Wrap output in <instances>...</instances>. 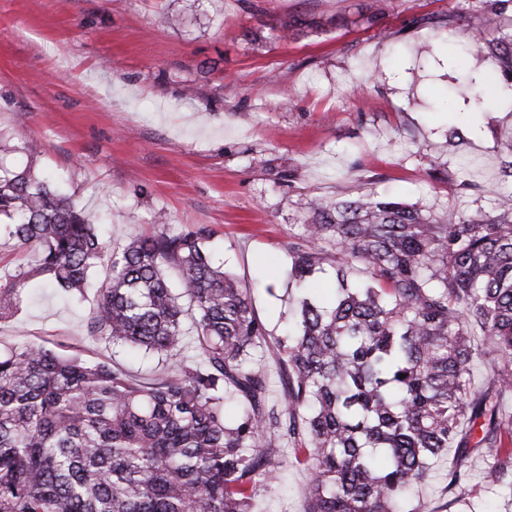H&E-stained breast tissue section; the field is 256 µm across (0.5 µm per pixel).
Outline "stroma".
Returning <instances> with one entry per match:
<instances>
[{
    "label": "stroma",
    "instance_id": "obj_1",
    "mask_svg": "<svg viewBox=\"0 0 512 512\" xmlns=\"http://www.w3.org/2000/svg\"><path fill=\"white\" fill-rule=\"evenodd\" d=\"M512 0H0V141L117 242L206 226L215 263L249 288L272 333L296 313L288 243L304 197L389 196L439 214L492 210L512 90L473 111L469 79L498 78L470 46L482 10ZM319 22L282 39L289 19ZM94 296L50 294L0 322V350L68 336L149 378L157 359L87 332ZM438 459L413 498L444 512ZM308 473H283L257 512H303Z\"/></svg>",
    "mask_w": 512,
    "mask_h": 512
}]
</instances>
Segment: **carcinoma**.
Returning <instances> with one entry per match:
<instances>
[{"instance_id":"carcinoma-1","label":"carcinoma","mask_w":512,"mask_h":512,"mask_svg":"<svg viewBox=\"0 0 512 512\" xmlns=\"http://www.w3.org/2000/svg\"><path fill=\"white\" fill-rule=\"evenodd\" d=\"M473 46L512 88L500 14ZM304 208L310 223L288 243L297 317L275 336L212 262L207 227L174 232L159 211L153 234L116 250L32 166L0 163V233L33 254L0 280V321L33 280L74 300L93 288L89 334L158 357L144 382L61 339L0 353V512H255L287 445L309 472L304 512H416L413 491L451 447L446 512L483 448V482L512 504V193L468 215L375 195ZM326 263L336 281L321 304L306 283ZM188 320L199 362L180 355Z\"/></svg>"}]
</instances>
